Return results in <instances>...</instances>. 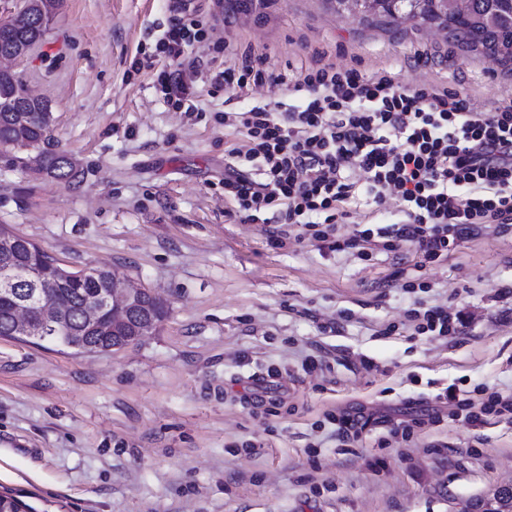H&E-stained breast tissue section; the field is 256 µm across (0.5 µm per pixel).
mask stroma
Returning a JSON list of instances; mask_svg holds the SVG:
<instances>
[{"label": "stroma", "instance_id": "obj_1", "mask_svg": "<svg viewBox=\"0 0 512 512\" xmlns=\"http://www.w3.org/2000/svg\"><path fill=\"white\" fill-rule=\"evenodd\" d=\"M170 0H62L18 68L53 113L51 150L82 172L34 178L0 152V224L72 269L105 267L170 308L142 341L77 354L0 338V491L32 512H452L512 485V419L473 424L439 407L448 390L481 400L512 388V228L466 236L443 262L412 248L363 262L268 240L263 221L224 199V110L277 101V86L177 110L136 61L155 52ZM237 35L287 72L314 50L400 85L445 79L475 111L512 95V62L384 25L329 0H271L264 21L233 14L207 28L216 54ZM432 62L414 67L416 54ZM428 282L407 292L405 282ZM461 309L442 338L415 333L414 304ZM328 368L307 373V354ZM265 402L243 406L254 379ZM422 423L385 444L375 425L332 440L328 414Z\"/></svg>", "mask_w": 512, "mask_h": 512}]
</instances>
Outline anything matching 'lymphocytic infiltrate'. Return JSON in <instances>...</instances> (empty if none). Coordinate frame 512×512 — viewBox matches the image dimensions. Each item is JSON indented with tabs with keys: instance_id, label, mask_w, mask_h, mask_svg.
Returning a JSON list of instances; mask_svg holds the SVG:
<instances>
[{
	"instance_id": "obj_1",
	"label": "lymphocytic infiltrate",
	"mask_w": 512,
	"mask_h": 512,
	"mask_svg": "<svg viewBox=\"0 0 512 512\" xmlns=\"http://www.w3.org/2000/svg\"><path fill=\"white\" fill-rule=\"evenodd\" d=\"M204 33L187 8L169 22L157 39L156 86L184 112L196 111L204 87L240 97L283 86L284 100L223 118L224 197L242 220L280 218L270 233L276 243L294 233L362 261L408 246L430 263L485 225L512 223L511 96L477 112L445 81L407 89L387 73L336 66L318 50L288 76L232 37L223 59L189 57ZM391 194L397 222L341 233L360 207H380ZM409 317L420 334L448 337L466 325L442 306Z\"/></svg>"
}]
</instances>
